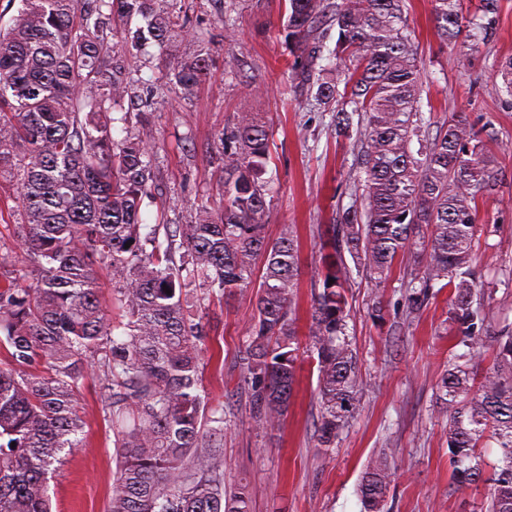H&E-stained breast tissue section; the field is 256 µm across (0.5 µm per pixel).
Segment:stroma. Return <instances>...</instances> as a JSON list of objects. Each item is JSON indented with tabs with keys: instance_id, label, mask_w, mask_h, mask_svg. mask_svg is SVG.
Instances as JSON below:
<instances>
[{
	"instance_id": "obj_1",
	"label": "stroma",
	"mask_w": 512,
	"mask_h": 512,
	"mask_svg": "<svg viewBox=\"0 0 512 512\" xmlns=\"http://www.w3.org/2000/svg\"><path fill=\"white\" fill-rule=\"evenodd\" d=\"M412 41L423 61V85L433 123L464 113L474 127L489 125L491 152L512 144V97L496 95L494 65L512 55V0H501L497 33L487 42L460 37L441 42L431 0H407ZM193 25L211 36L212 57L203 84L189 96L170 93L150 116L156 135L160 190L145 202L148 225L185 223L203 197L220 198L222 174L211 165L212 136L237 113L255 112L273 126L272 159L265 174L277 190L263 216L267 234L295 225L302 274L296 290L299 328L310 321L311 281L318 263V232L353 204L364 176L360 144L335 139L330 113L298 89H285L289 59L285 0H188ZM237 19L234 40L224 37L222 16ZM470 55L469 66L457 62ZM246 67H239L238 58ZM492 194L478 198L474 264L494 295L493 321L512 322V160ZM407 281L394 269L381 286L356 277L349 290V334L360 366L361 401L331 451L317 448V371L304 358L284 418L259 426L249 411L250 392L240 356L251 333L254 289L203 310L209 360L204 385L224 408V486L243 490L251 512H364L358 491L368 463L390 455L394 469L388 512H485L491 484L457 486L448 455L445 418L435 388L456 343L449 332L448 291L434 289L420 310L405 306ZM85 439L49 482L54 512H107L114 487L112 431L100 412L99 380L89 378L81 398Z\"/></svg>"
}]
</instances>
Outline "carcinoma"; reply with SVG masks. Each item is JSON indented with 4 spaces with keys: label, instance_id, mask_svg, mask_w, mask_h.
<instances>
[{
    "label": "carcinoma",
    "instance_id": "cac0c4a2",
    "mask_svg": "<svg viewBox=\"0 0 512 512\" xmlns=\"http://www.w3.org/2000/svg\"><path fill=\"white\" fill-rule=\"evenodd\" d=\"M291 86L333 111L339 138L356 133L365 153L360 206L319 234L321 270L308 328L316 353L317 446L329 450L356 412L359 362L348 334L353 270L375 284L407 262L421 306L435 284L451 288V353L437 388L448 453L461 487L483 480L479 442L500 449L488 512H512V324L490 329L477 288L472 243L476 197L502 174L489 135L457 113L422 136V62L405 0H287ZM500 0H481L479 29L496 32ZM178 0H21L0 35V176L16 182L21 223L6 224L22 255L0 245V512H52L49 477L80 447L78 397L97 375L101 412L114 436L109 512H250L243 492H224V407L202 387L206 326L196 311L257 288L243 353L256 422L288 411L299 368L294 292L301 273L293 227L266 236L274 198L264 174L272 134L252 112L214 136L223 174L218 206L202 201L184 224L141 222L158 190L147 114L158 92H193L206 79L207 42ZM442 40L461 35V0H432ZM336 30L334 45L331 30ZM192 37L200 50L180 55ZM154 42L165 80L136 96V126L112 137V112L131 98L126 56ZM512 96V56L498 61ZM360 124L353 125V116ZM418 147H413V144ZM130 247H125V244ZM112 276L107 313L99 273ZM492 351V364L483 366ZM391 466L364 471L366 512H384Z\"/></svg>",
    "mask_w": 512,
    "mask_h": 512
}]
</instances>
